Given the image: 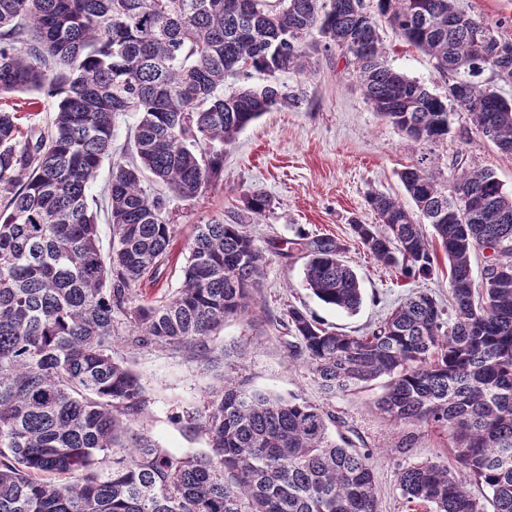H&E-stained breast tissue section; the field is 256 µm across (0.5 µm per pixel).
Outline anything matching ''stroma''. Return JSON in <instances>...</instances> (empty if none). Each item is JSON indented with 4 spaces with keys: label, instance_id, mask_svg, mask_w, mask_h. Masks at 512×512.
<instances>
[{
    "label": "stroma",
    "instance_id": "stroma-1",
    "mask_svg": "<svg viewBox=\"0 0 512 512\" xmlns=\"http://www.w3.org/2000/svg\"><path fill=\"white\" fill-rule=\"evenodd\" d=\"M380 34L391 67L432 93L446 95L447 85L430 56L403 43L388 26H381ZM305 51L302 69L273 75L251 70L226 80L228 92L273 81L296 91L300 99L265 113L225 147L224 175L216 187L191 201H172L174 256L162 266L158 280L141 283L139 294L153 300L179 288L196 224L229 210H243L250 192L269 195L272 209L247 222L257 243L270 251L259 295L267 310L229 319L215 344L229 351L249 345V358L235 368L248 386L324 405L353 447L372 450L382 512H410L397 489V473L407 464L425 460L453 462L446 440L424 427L409 430L388 421L377 407L381 385L324 394L306 366L290 362L288 337L275 318L291 304L306 308L337 330L357 335L413 292L424 290L447 299L446 258H439L430 277L405 278L400 271L378 264L353 236L350 225L355 220L376 223L368 204L370 194L406 199L398 173L419 157H426L428 166L446 177L458 165L489 170L509 193L512 159L480 135L463 112L452 115L447 140L413 147L404 133L372 110L353 64L342 51L324 49L316 34L307 37ZM300 230L312 236L331 235L345 244L346 259L364 289L357 313L322 304L303 283L302 259L275 254L281 241ZM130 366L148 401L140 420L146 434L175 452L205 448L204 438L186 431L177 416L201 405L206 392L219 382L216 371L185 355L148 350L131 355Z\"/></svg>",
    "mask_w": 512,
    "mask_h": 512
}]
</instances>
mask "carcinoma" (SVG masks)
Instances as JSON below:
<instances>
[{"label":"carcinoma","instance_id":"1","mask_svg":"<svg viewBox=\"0 0 512 512\" xmlns=\"http://www.w3.org/2000/svg\"><path fill=\"white\" fill-rule=\"evenodd\" d=\"M381 20L431 56L447 95L385 63ZM498 28L456 0H0V95L54 102L50 123L26 132L16 110L0 109V512H379L373 453L334 437L324 406L225 376L184 415L207 448L173 452L135 429L146 401L114 352L218 367L214 336L259 306L267 257L246 215L271 208L263 193L197 225L180 287L137 302V285L172 256L170 201L217 185L224 147L295 101L277 84L226 94L225 77L299 67L316 31L324 49L353 57L367 102L412 142L446 140L451 104L478 133L491 125L511 157L512 102L482 80L488 70L512 84V41ZM128 112L138 121L118 149L115 122ZM398 176L412 206L374 193L378 222L351 229L407 277L430 276L443 252L448 304L414 293L359 335L290 305L289 356L326 394L387 378L377 406L389 421L448 436L457 468L423 461L398 473L416 512H512V194L487 169L445 180L422 158ZM149 177L165 191L143 187ZM285 245L320 302L360 308L341 240L299 231Z\"/></svg>","mask_w":512,"mask_h":512}]
</instances>
